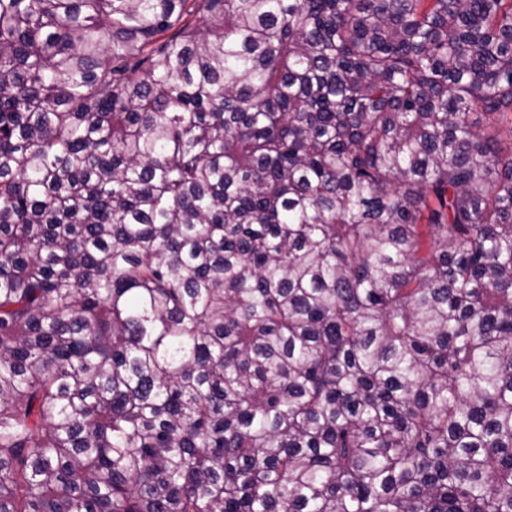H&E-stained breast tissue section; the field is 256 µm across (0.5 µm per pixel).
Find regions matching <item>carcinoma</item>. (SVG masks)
Listing matches in <instances>:
<instances>
[{
	"instance_id": "1",
	"label": "carcinoma",
	"mask_w": 512,
	"mask_h": 512,
	"mask_svg": "<svg viewBox=\"0 0 512 512\" xmlns=\"http://www.w3.org/2000/svg\"><path fill=\"white\" fill-rule=\"evenodd\" d=\"M505 135L512 0H0V512H512Z\"/></svg>"
}]
</instances>
